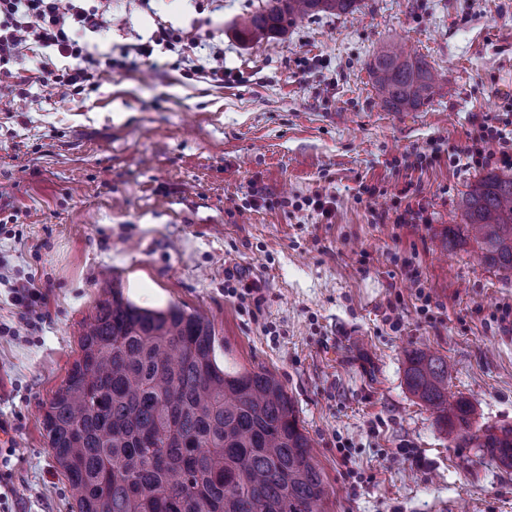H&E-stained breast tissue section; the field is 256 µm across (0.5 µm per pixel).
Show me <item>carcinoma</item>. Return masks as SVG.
<instances>
[{
    "instance_id": "obj_1",
    "label": "carcinoma",
    "mask_w": 512,
    "mask_h": 512,
    "mask_svg": "<svg viewBox=\"0 0 512 512\" xmlns=\"http://www.w3.org/2000/svg\"><path fill=\"white\" fill-rule=\"evenodd\" d=\"M360 0H267L235 24L244 41L274 38L303 16L345 15ZM393 112H413L440 75L397 44L369 63ZM467 236L489 267L512 273V176L487 174L459 200ZM209 321L176 305L142 309L119 288L81 339V356L49 402L44 429L72 512H328L312 439L269 372L230 371ZM405 382L454 441L512 468V428L484 441L473 406L448 393L451 365L415 348Z\"/></svg>"
}]
</instances>
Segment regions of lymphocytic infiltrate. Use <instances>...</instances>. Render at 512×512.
Returning a JSON list of instances; mask_svg holds the SVG:
<instances>
[{"mask_svg":"<svg viewBox=\"0 0 512 512\" xmlns=\"http://www.w3.org/2000/svg\"><path fill=\"white\" fill-rule=\"evenodd\" d=\"M107 12L102 7L88 8L80 0H0V73L8 74L10 65L20 63L27 50L40 48L68 58L61 69H43L42 79L63 96L82 94L94 72L100 67L121 70L129 55L150 57L154 46L177 54L193 74H205L212 80L224 79V54L212 55L213 66L188 62L179 37L166 27H158L149 42L122 48L119 55H101L89 51L76 39V32H94L104 27ZM502 117L487 121L469 133L459 153L466 165L475 170L488 168L512 169V98L504 102Z\"/></svg>","mask_w":512,"mask_h":512,"instance_id":"f902f5d3","label":"lymphocytic infiltrate"}]
</instances>
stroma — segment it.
Returning a JSON list of instances; mask_svg holds the SVG:
<instances>
[{"label": "stroma", "instance_id": "35a3bbf8", "mask_svg": "<svg viewBox=\"0 0 512 512\" xmlns=\"http://www.w3.org/2000/svg\"><path fill=\"white\" fill-rule=\"evenodd\" d=\"M265 5L112 0L106 27L85 36L105 53L165 26L192 57L223 50L220 83L186 75L171 52L100 68L75 97L39 80L32 54L26 95L0 79V189L15 216L0 234V322L18 317L10 283L46 295L32 335H0V512H72L43 419L116 287L140 307L198 313L222 364L275 375L314 442L329 512H512V468L448 438L404 378L407 349L426 346L452 364L448 389L472 404L474 429L512 427V275L473 241L448 244L480 177L448 155L512 86V0H363L239 41L236 21ZM396 40L441 76L414 112L388 111L368 72ZM436 146L432 166L397 169ZM409 182L430 223H372ZM256 191L276 206L245 208ZM316 193L333 199L331 220L278 204ZM228 268L262 288L259 312L225 294Z\"/></svg>", "mask_w": 512, "mask_h": 512}]
</instances>
